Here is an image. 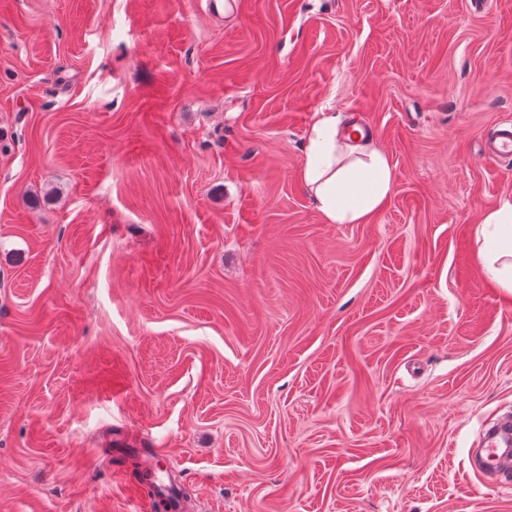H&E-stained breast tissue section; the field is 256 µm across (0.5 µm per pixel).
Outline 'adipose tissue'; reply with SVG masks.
Here are the masks:
<instances>
[{
  "mask_svg": "<svg viewBox=\"0 0 512 512\" xmlns=\"http://www.w3.org/2000/svg\"><path fill=\"white\" fill-rule=\"evenodd\" d=\"M300 178L331 224L365 223L385 205L393 184L390 164L372 137L339 130L335 117L325 114L311 126ZM478 232L488 276L512 291V204L486 213Z\"/></svg>",
  "mask_w": 512,
  "mask_h": 512,
  "instance_id": "1",
  "label": "adipose tissue"
}]
</instances>
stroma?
Segmentation results:
<instances>
[{"mask_svg": "<svg viewBox=\"0 0 512 512\" xmlns=\"http://www.w3.org/2000/svg\"><path fill=\"white\" fill-rule=\"evenodd\" d=\"M0 0V512H512V0ZM366 123L383 208L300 180ZM358 126L339 131L336 118L321 113L312 124L300 178L316 208L331 224H363L382 208L393 173L373 137ZM482 157L493 161L512 158L511 120L501 123L487 135L483 144ZM480 258L490 278L512 292V204L489 211L479 224ZM484 452L482 472L495 476L508 474L512 470V422L489 434Z\"/></svg>", "mask_w": 512, "mask_h": 512, "instance_id": "35a3bbf8", "label": "stroma"}]
</instances>
